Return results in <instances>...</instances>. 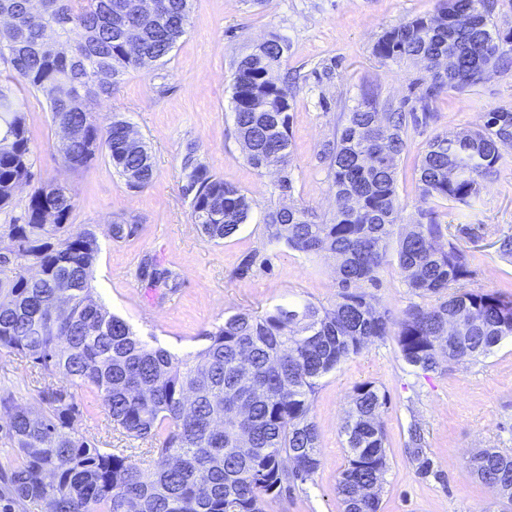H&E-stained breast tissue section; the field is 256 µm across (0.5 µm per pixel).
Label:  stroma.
Listing matches in <instances>:
<instances>
[{"label": "stroma", "instance_id": "obj_1", "mask_svg": "<svg viewBox=\"0 0 512 512\" xmlns=\"http://www.w3.org/2000/svg\"><path fill=\"white\" fill-rule=\"evenodd\" d=\"M436 0H192L186 34L161 62L128 72L98 107L99 121L128 120L154 162L152 183L130 189L125 178L96 156L79 170L58 155L61 135L41 95L26 96L36 179H55L73 188L71 222L93 229L100 245L94 266L95 297L123 317L144 340L171 351L201 349L204 334L225 316L262 313L286 302L328 307L337 291L336 260L305 257L269 242L265 215L281 202L327 215L336 208L329 191L322 144L332 139L341 112L375 92L379 101L400 105L426 79L414 60L398 64L373 53L381 33L400 22L432 13ZM288 49L280 67L290 78V196L280 197L277 167L256 171L243 159L232 114L235 63L254 44L271 36ZM512 107V71L470 91L442 95L432 119L410 131L400 156L397 194L407 215L434 208L449 234L469 256L477 291L512 297V260L497 251L500 237L512 234V164L500 167L470 206L424 200L417 165L436 134L471 129L493 109ZM196 143L198 158L216 176L252 200L247 221L233 236L215 243L193 224L185 197L183 156ZM140 224L138 236L113 241L112 221ZM261 252L270 266H254L239 276L243 258ZM156 257L177 272V292L148 288L137 275L144 256ZM371 381L390 403L381 416L389 465L379 492V512H502L471 473L468 460L483 448L512 453V340H504L480 361L423 372L401 359L395 339L375 343L321 379L312 408L319 432L320 467L312 481L274 502L270 512H343L336 485L346 464L341 428L356 384ZM12 391L40 410V383L26 359L0 358V390ZM82 415L76 425L104 448L130 449L142 467L153 455L147 443L125 437L87 389L75 392ZM418 424L433 462L420 477L406 452L411 424Z\"/></svg>", "mask_w": 512, "mask_h": 512}]
</instances>
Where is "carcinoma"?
I'll use <instances>...</instances> for the list:
<instances>
[{"label":"carcinoma","mask_w":512,"mask_h":512,"mask_svg":"<svg viewBox=\"0 0 512 512\" xmlns=\"http://www.w3.org/2000/svg\"><path fill=\"white\" fill-rule=\"evenodd\" d=\"M0 0L16 28L0 29V57L14 78L40 94L56 125L76 135L62 142L61 161L76 170L96 155L108 159L131 189L147 187L153 161L142 139L126 143L129 121L103 127L98 102L129 71L164 60L184 35L188 0H161L165 18L142 17L136 0ZM495 0H437L430 15L393 25L373 51L383 60H419L429 80L416 97L418 111L380 106L372 94L341 114L321 158L328 165L336 210L329 217L295 205L268 209L271 241L306 256L336 258L338 291L329 308L311 302L277 304L261 314L239 312L206 333L200 351L179 354L140 339L121 317L93 299V268L100 252L89 228L69 230L74 195L43 181L29 197L24 222L4 225L13 253L11 276L0 280V354L29 359L44 383V407L30 420L10 392L0 394V440L16 465L7 475L13 498L49 512H268L270 503L313 479L320 466L319 435L311 412L320 380L369 345L395 338L404 362L423 372L476 361L512 337V298L467 288L466 253L454 241L436 246L448 227L431 209L410 218L399 235L396 261L418 297L447 295L430 306L412 304L399 314L377 306L362 285H377L388 264L390 240L405 210L397 196V160L409 127L429 119L444 93L462 92L504 74L512 65V33L495 31ZM468 25L448 27V13ZM139 32L136 55L125 33ZM285 43L273 37L236 62L233 121L246 163L280 165L281 196L293 188L290 167L291 105L278 77ZM422 115H417V112ZM189 144L183 159L191 218L213 241L244 223L251 200L208 171ZM512 161V108L485 113L475 129L435 136L418 165L422 196L463 205L482 183ZM23 102L11 80H0V210L16 189L34 179ZM139 225L112 222V239L134 237ZM140 280L175 292L180 275L150 257ZM38 323L41 329L32 328ZM61 375L76 389L95 393L114 426L147 441L154 465L143 469L124 451L98 448L76 427L82 414L75 395L55 387ZM388 396L372 382L353 388L342 426L347 463L336 491L343 512H378L388 468L380 422ZM418 426L409 430L417 474L432 471ZM480 482L512 504V455L496 448L478 453Z\"/></svg>","instance_id":"obj_1"}]
</instances>
